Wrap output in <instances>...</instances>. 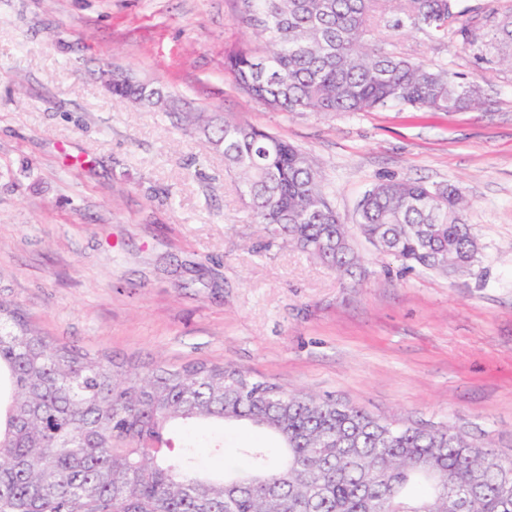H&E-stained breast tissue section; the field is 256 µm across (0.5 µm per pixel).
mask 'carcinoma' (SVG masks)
<instances>
[{"label": "carcinoma", "mask_w": 512, "mask_h": 512, "mask_svg": "<svg viewBox=\"0 0 512 512\" xmlns=\"http://www.w3.org/2000/svg\"><path fill=\"white\" fill-rule=\"evenodd\" d=\"M242 4L268 51L231 54L226 67L268 108L454 112L479 98L477 85L393 49L406 31L448 36L458 0ZM454 35L477 63L512 65V22L491 38L466 24ZM112 96L177 118L222 153L267 240H286L342 276L360 268L347 225L301 149L220 112H192L127 71L115 72ZM466 207L456 186L387 178L364 195L358 224L407 272H464L481 250L462 220ZM5 387L0 512H455L458 502L464 512H512L498 454L463 427L395 425L332 397L288 393L231 364L123 368L105 352L44 334L20 306L0 302V392ZM226 423L276 437L281 462L257 444L243 449L247 470L203 473L194 434L168 456L171 425Z\"/></svg>", "instance_id": "1"}]
</instances>
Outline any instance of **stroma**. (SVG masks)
<instances>
[{
    "mask_svg": "<svg viewBox=\"0 0 512 512\" xmlns=\"http://www.w3.org/2000/svg\"><path fill=\"white\" fill-rule=\"evenodd\" d=\"M397 48L477 83L480 104L262 106L224 68L263 49L240 0H0V299L118 363H230L379 417L462 425L512 457V68L477 64L453 35ZM115 68L301 148L347 224L384 178L462 186L480 263L402 276L356 233L355 282L288 243L262 248L223 155L115 101Z\"/></svg>",
    "mask_w": 512,
    "mask_h": 512,
    "instance_id": "stroma-1",
    "label": "stroma"
}]
</instances>
